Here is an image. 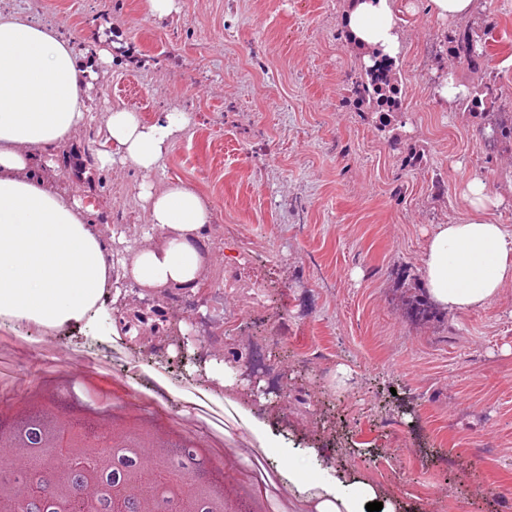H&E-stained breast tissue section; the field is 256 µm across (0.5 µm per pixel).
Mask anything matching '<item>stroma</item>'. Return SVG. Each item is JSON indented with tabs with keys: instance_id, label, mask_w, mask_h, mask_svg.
<instances>
[{
	"instance_id": "obj_1",
	"label": "stroma",
	"mask_w": 512,
	"mask_h": 512,
	"mask_svg": "<svg viewBox=\"0 0 512 512\" xmlns=\"http://www.w3.org/2000/svg\"><path fill=\"white\" fill-rule=\"evenodd\" d=\"M351 0H175L163 17L146 0H0V9L71 35L85 58L114 62L91 120L57 151L55 181L83 193L94 219L128 249L162 245L146 222L142 177L103 168L106 121L126 109L147 122L173 109L184 131L152 176L182 182L212 210L198 288H161L157 318L172 335L125 334L139 293L116 288L105 320L54 328L0 325V375L29 400L93 422L114 384L154 397L186 432L227 431L226 478L243 464L274 472L284 498L289 452L311 476H360L394 512H512V283L491 305L413 321L402 299L422 285L433 226L465 212L461 183L477 174L510 201L512 146L489 151L483 117L434 101L453 66L455 22L429 0H396L401 49L396 117L380 123L349 92L364 62L343 19ZM495 22L499 45L480 59L512 112V0L471 19ZM215 296L224 326L208 347L223 360L183 359L188 303Z\"/></svg>"
}]
</instances>
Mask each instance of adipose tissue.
Masks as SVG:
<instances>
[{"label":"adipose tissue","instance_id":"obj_1","mask_svg":"<svg viewBox=\"0 0 512 512\" xmlns=\"http://www.w3.org/2000/svg\"><path fill=\"white\" fill-rule=\"evenodd\" d=\"M345 25L362 48L389 58L398 54L394 0H352ZM97 57L99 67L84 65L73 39L0 11V318L39 326L81 322L113 278L141 287L198 284L210 207L183 183L157 189L150 182L186 123L183 113L165 112L147 123L116 109L107 119L112 149L99 154V164L119 162L143 175L147 222L164 238L162 247L138 250L130 263L109 261L92 225V205L44 176L56 149L90 118L92 92L112 62L109 49ZM462 196L466 214L438 225L421 257L430 300L449 312L487 307L512 281V229L488 216L504 196L491 194L475 174L464 181ZM294 487L303 504L320 492L331 512H367V503L380 498L363 480L340 479L317 489L298 477Z\"/></svg>","mask_w":512,"mask_h":512}]
</instances>
